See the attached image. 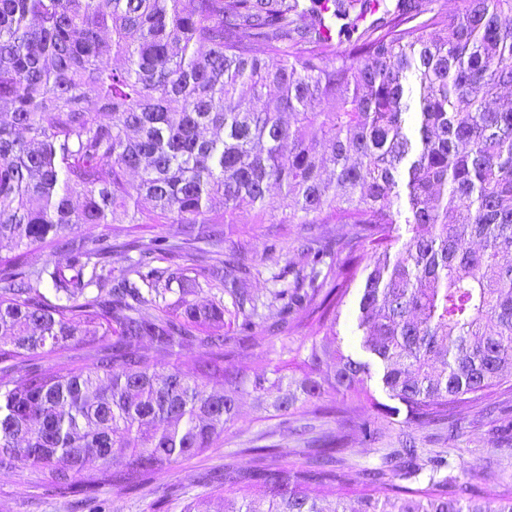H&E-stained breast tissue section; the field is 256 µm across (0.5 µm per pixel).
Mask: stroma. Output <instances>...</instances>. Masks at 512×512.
<instances>
[{"label":"stroma","instance_id":"obj_1","mask_svg":"<svg viewBox=\"0 0 512 512\" xmlns=\"http://www.w3.org/2000/svg\"><path fill=\"white\" fill-rule=\"evenodd\" d=\"M307 230L299 224L288 227L292 245L287 256L271 260L267 254L268 238L261 224H228L224 227V246L231 249L247 246L256 263L276 273H288L304 266L307 257L299 240ZM366 385L382 409L376 412L379 433L372 444L362 442L357 431H350L349 443L343 453L345 464L374 465L387 448L399 447L402 439L398 430L388 425L397 417V401L388 399L380 382L379 367H372ZM273 430V443L277 444L278 463L289 467L299 462L304 443L294 425L286 418L266 419L252 397H241L232 433L226 436L223 447L211 448L189 460L175 464L171 469L157 473L145 487L128 491L118 486L99 489L97 499L104 503L106 512H154L159 500L169 502V512H180L178 501L172 500L171 492L186 486L192 492H200L216 486L224 472L225 455H233L242 466L250 465L252 457L247 453L249 439L265 430ZM415 446L421 456L443 449H450L454 461L475 464L484 473L483 488L494 493H512V444L504 440V432L497 416L487 415L482 404H474L461 412L460 428L456 437H449L446 430L438 426L414 432ZM0 512H87L80 496H60L46 486L39 475L26 468L0 469Z\"/></svg>","mask_w":512,"mask_h":512}]
</instances>
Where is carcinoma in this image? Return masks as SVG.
<instances>
[{
  "label": "carcinoma",
  "instance_id": "cac0c4a2",
  "mask_svg": "<svg viewBox=\"0 0 512 512\" xmlns=\"http://www.w3.org/2000/svg\"><path fill=\"white\" fill-rule=\"evenodd\" d=\"M448 3L443 20L432 0H0V243L19 250L0 255V469L29 467L104 512L99 488L137 490L223 447L242 395L270 419L312 412L372 442L369 364L336 329L354 290L400 426L453 437L458 410L507 383L512 0ZM240 212L267 225L272 254L288 225L308 228L306 267L263 298L240 288L248 251L224 252ZM117 219L124 242L83 233ZM37 248L50 259L28 263ZM195 271L216 290L203 304L184 298ZM263 339L281 359L236 371ZM189 345L192 376L177 361ZM308 431L290 468L257 445L271 432L251 467L225 461L224 512H512L471 466L443 476L449 461L427 470L411 445L344 465L346 435Z\"/></svg>",
  "mask_w": 512,
  "mask_h": 512
}]
</instances>
